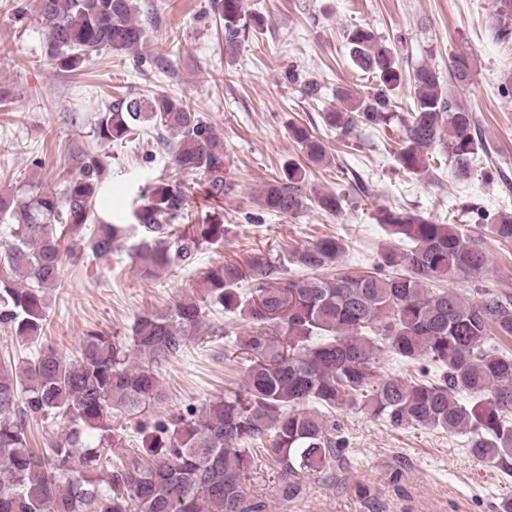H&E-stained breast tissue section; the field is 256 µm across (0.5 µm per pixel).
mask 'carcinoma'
Wrapping results in <instances>:
<instances>
[{"label": "carcinoma", "mask_w": 512, "mask_h": 512, "mask_svg": "<svg viewBox=\"0 0 512 512\" xmlns=\"http://www.w3.org/2000/svg\"><path fill=\"white\" fill-rule=\"evenodd\" d=\"M212 7L231 57L245 0H212ZM37 17L48 31L45 57L62 72L82 69L101 49L120 53L146 37L132 0H37ZM347 45L376 89L364 96L336 89L339 107L324 113V123L345 136L359 125H388L392 96L408 81L413 112L402 123L396 164L422 176L431 163H448L468 178L486 149L472 113L448 94L441 72L424 63L405 75L396 52L368 28L350 31ZM469 81L468 57L459 54L448 65V84ZM145 123L177 136L169 145L177 171L205 175L212 196L230 189L223 142L176 97L114 100L98 113L94 136L118 144ZM290 133L308 161H326V146L307 127L294 124ZM67 165L77 173L59 191H42L33 181L22 197L0 195V213L16 221L0 254V322L24 343L43 336L64 230L82 236L106 171L103 159L82 149L70 152ZM305 178L301 165H288L256 204L289 216L310 201L328 214L342 209L334 192L303 193ZM190 192L189 183L160 182L134 208L139 240L132 251L144 276L189 268L204 249L224 242L229 229L222 224L184 223ZM377 221L404 249L383 248L372 273L316 275L346 252L345 241L331 236L289 258L259 251L244 268L229 261L208 268L195 290L166 311L138 315L127 336L87 333L73 361L47 343L32 360L0 365V512H257L245 487L258 474L255 446L265 441L280 469L279 495L291 501L305 478L340 468L346 441L321 408L359 410L397 429L459 434L478 461L511 471L512 353L495 337L512 338V296L484 289L468 298L432 287L474 277L487 265L461 225L401 208L382 209ZM126 231L124 224L95 226L89 250L111 254ZM491 231L512 241V213H499ZM290 264L314 275L292 276ZM218 311L246 323L244 334L229 337L211 320ZM205 335L227 337L231 352L224 358L240 360L243 387L167 420L148 416L162 399L157 367ZM388 353L420 365V372L381 374ZM119 417L132 421L141 448L114 462L108 449L123 447L127 436ZM49 419L74 429L40 452L28 427Z\"/></svg>", "instance_id": "cac0c4a2"}]
</instances>
